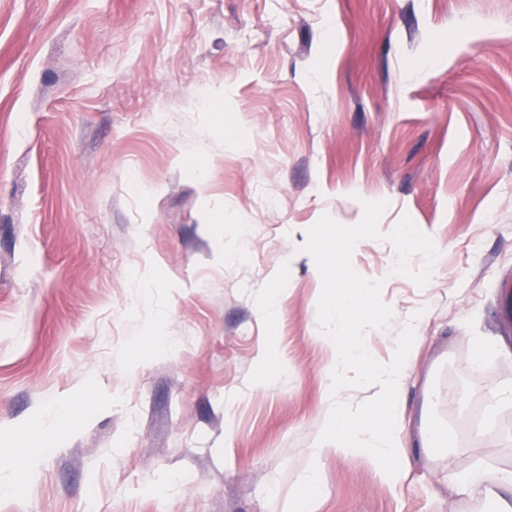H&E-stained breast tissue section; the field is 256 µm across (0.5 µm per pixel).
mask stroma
I'll list each match as a JSON object with an SVG mask.
<instances>
[{
  "instance_id": "1",
  "label": "stroma",
  "mask_w": 512,
  "mask_h": 512,
  "mask_svg": "<svg viewBox=\"0 0 512 512\" xmlns=\"http://www.w3.org/2000/svg\"><path fill=\"white\" fill-rule=\"evenodd\" d=\"M381 199L352 265L393 310L378 362L416 322L409 459L394 486L326 452L310 512H501L512 0H0V438L96 389L0 512H287L332 406L307 231ZM405 216L441 248L423 287ZM427 451L437 457H449L448 432L438 427H428L424 436Z\"/></svg>"
}]
</instances>
